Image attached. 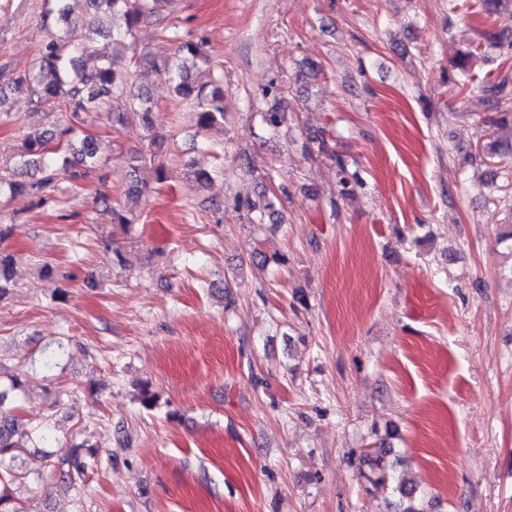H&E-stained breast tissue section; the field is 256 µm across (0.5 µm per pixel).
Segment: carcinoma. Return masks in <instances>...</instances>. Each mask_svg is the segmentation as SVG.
Listing matches in <instances>:
<instances>
[{
    "label": "carcinoma",
    "mask_w": 512,
    "mask_h": 512,
    "mask_svg": "<svg viewBox=\"0 0 512 512\" xmlns=\"http://www.w3.org/2000/svg\"><path fill=\"white\" fill-rule=\"evenodd\" d=\"M82 2L96 13H104L120 20L119 25L109 31V36L128 38L133 36L141 21L155 18L163 21L160 9L161 0H54V21L62 26L73 5ZM163 33L177 44V52L183 61L164 68L165 76L174 94L182 101L196 108L197 127L207 131L224 123V110L218 93L205 94V87L195 85L191 68L208 63L205 46L187 41L179 32L166 26ZM477 48L470 46L453 62V67L465 78L456 87L474 78L471 68ZM132 73L121 74L112 68L105 45L98 42L90 33L78 34L67 31L63 36L51 39L38 49L37 69L23 73H12L0 81V112L5 111L9 95L20 90L31 93L39 104L54 112L65 109L76 116L81 112L98 110L115 112L127 105L138 106L144 114L152 110V100L143 91L124 95ZM483 92L495 116L490 119L494 125L512 126V78L503 74L496 78L488 75L483 81ZM78 130L71 124L27 130L22 136L18 152L12 156V164L0 166V190L8 191L13 200L27 201L31 207H44L51 202V192L59 170H70V178L77 182L91 180L99 176L104 160L100 154L99 142L82 134L79 145H74L71 136ZM336 161L340 179V195L348 196L359 183L356 174L349 173L346 162L338 155L331 154ZM281 196L274 193L265 198L262 207L247 206L251 213L249 221L261 224L265 217L276 211ZM15 285L13 260L11 255L0 250V299L4 298ZM9 389H0V512H19L10 506L11 487L30 476L40 475L37 469L18 472L14 462L16 451L24 447L18 438L19 423L13 415L19 396L25 394L28 375L18 372L10 375ZM139 404L148 410L162 406L161 395L145 385L139 390ZM68 465V478H82L88 464L79 447L74 446L64 457Z\"/></svg>",
    "instance_id": "obj_1"
}]
</instances>
